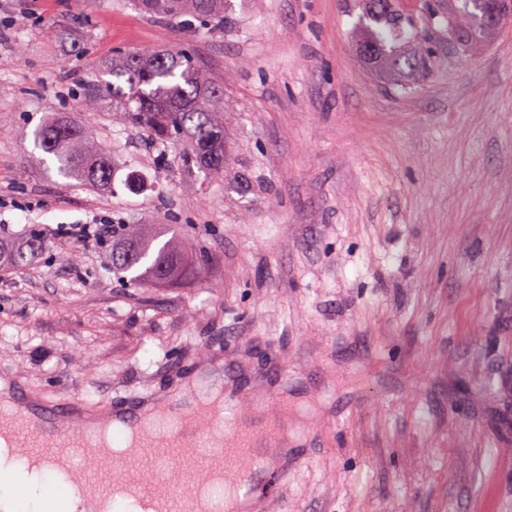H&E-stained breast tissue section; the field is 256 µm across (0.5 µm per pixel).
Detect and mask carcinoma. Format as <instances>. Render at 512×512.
<instances>
[{
    "label": "carcinoma",
    "mask_w": 512,
    "mask_h": 512,
    "mask_svg": "<svg viewBox=\"0 0 512 512\" xmlns=\"http://www.w3.org/2000/svg\"><path fill=\"white\" fill-rule=\"evenodd\" d=\"M143 14L178 21L193 16L203 24L221 22L234 10L233 0H133ZM368 0H356L352 8L356 45L371 49L377 66L373 71L389 80L394 89H414L413 79L427 69L430 56L420 45V33L404 13L401 0H386V6L372 10ZM436 24L451 37L463 33L461 45H487L495 31L484 28L470 0H448V13ZM112 80L104 86L112 99L128 105L127 117L158 144L182 139L187 149L182 163L197 169L203 180L224 174L228 137L224 128V85L211 81L188 54L178 48L135 49L112 62L106 71ZM33 145L53 163L58 175L106 189L115 175L112 155L91 151L87 136L77 124L62 118L40 123L32 132ZM159 237H139L124 224L112 225V274L128 281L130 287L163 284L183 277L186 260L176 239L156 245ZM45 249V243L31 235L20 244L0 239V264L27 265Z\"/></svg>",
    "instance_id": "carcinoma-1"
}]
</instances>
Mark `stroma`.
Listing matches in <instances>:
<instances>
[{
	"mask_svg": "<svg viewBox=\"0 0 512 512\" xmlns=\"http://www.w3.org/2000/svg\"><path fill=\"white\" fill-rule=\"evenodd\" d=\"M351 0H235L224 23L132 0H0V375L88 411L201 367L240 438L288 447L276 512H512V23L471 57L434 27L409 94L362 62ZM176 47L224 86L229 149L203 182L98 89L114 56ZM68 116L121 165L111 189L47 170ZM150 187L131 194L126 168ZM179 233L190 278L128 288L111 239ZM45 243L36 235H30L23 243L0 239V264L27 265L34 262L45 249Z\"/></svg>",
	"mask_w": 512,
	"mask_h": 512,
	"instance_id": "stroma-1",
	"label": "stroma"
}]
</instances>
